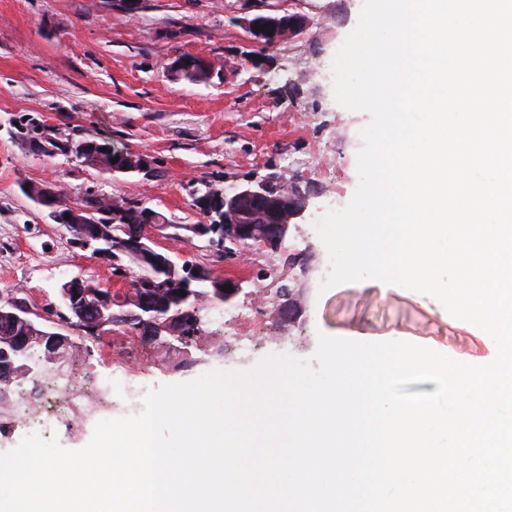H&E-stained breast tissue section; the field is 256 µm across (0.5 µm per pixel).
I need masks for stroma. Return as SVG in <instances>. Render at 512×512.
<instances>
[{"label":"stroma","instance_id":"1","mask_svg":"<svg viewBox=\"0 0 512 512\" xmlns=\"http://www.w3.org/2000/svg\"><path fill=\"white\" fill-rule=\"evenodd\" d=\"M363 0H143L134 14L117 0H0V301L24 299L44 323H56L80 349L71 368L82 382V410L55 421L62 447L88 444L98 420L128 414L129 386L144 389L192 380L214 370H247L271 352L310 357L318 333L362 329L406 334L417 345L451 347L474 364L496 347L443 317L427 299L374 287L320 291L327 252L313 224L344 207L358 185L359 136L370 116L338 105L323 66L355 28ZM297 14L305 29L288 40L249 43L243 21L258 7ZM183 55L212 60L209 80L169 75ZM34 119L23 136L17 125ZM112 141L146 155L149 174L99 172L71 154L36 148L46 134ZM270 172L308 190L307 210L280 250L238 260L196 236L203 216L193 204L206 189L228 190ZM52 183L75 200L94 193L160 213L161 251L214 275L243 279L237 303L264 290L278 310L283 287L304 293L295 321L265 319L252 350L238 353L224 333L225 305L203 303L206 340L182 346L150 338L131 323L87 333L76 318L59 320V288L79 276L116 288L108 260L74 245L70 229L27 198L23 183Z\"/></svg>","mask_w":512,"mask_h":512}]
</instances>
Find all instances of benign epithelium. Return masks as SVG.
<instances>
[{
    "label": "benign epithelium",
    "instance_id": "obj_1",
    "mask_svg": "<svg viewBox=\"0 0 512 512\" xmlns=\"http://www.w3.org/2000/svg\"><path fill=\"white\" fill-rule=\"evenodd\" d=\"M269 25L273 34L268 35L262 30H254V27ZM304 20L296 15L290 14L284 18L276 13L262 12L245 19V29L249 35L250 42L263 45L267 42L275 44L280 42L302 29ZM213 71L211 63L200 57H182L176 59L170 67L172 71H179L184 68ZM148 171V160L142 154L138 155V161L133 164L114 163L112 173L134 174ZM283 177L277 173H271L260 181H250L244 185L237 186L224 193V200L216 202L207 197L200 201V207L204 211L213 210L216 207L224 209V224H198L195 226V233L208 237V242L213 247L224 248V258L237 259L246 250H273L280 248L290 231L293 221L304 217L308 193L297 187L287 193V198L282 199L276 196V192L283 187ZM266 200L272 205L266 223H247L244 221L247 209L251 204ZM139 223L124 224L121 226L123 234L139 247V258L143 264L152 268L158 278L166 282H182L184 284L196 278L194 270L196 267L186 262L179 264L167 257L158 249L156 234L164 228V225L155 223V215L148 208L137 210ZM70 220L81 222L79 228L83 231L84 242L88 247L96 248L95 255L108 258L110 250L99 248V242L104 240L100 225L109 223L108 214L99 212L92 214L84 210L74 209L70 211ZM231 286L232 291L224 292L222 288ZM85 282L80 277H73L65 282L64 298L74 303L82 297V288ZM217 294L224 299V302H231L241 291L242 282L218 279L214 282ZM102 297L110 302L123 303L135 302L143 311L152 309V296L145 293L132 294L131 290L125 291L105 289ZM302 306L298 296L293 294L286 298L280 307L281 318L288 321L298 317ZM67 342V337L53 328L46 329L42 336L41 343L45 347V370L58 372L60 360L56 355L58 347ZM27 347V340L24 337L12 338L8 344L0 346V360L5 365L0 367L8 372L13 368L11 357H21Z\"/></svg>",
    "mask_w": 512,
    "mask_h": 512
}]
</instances>
